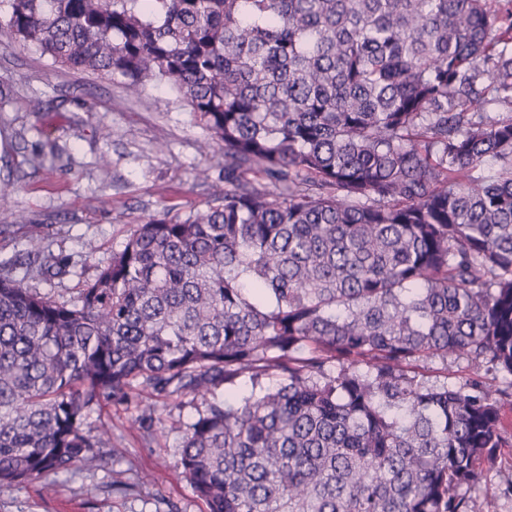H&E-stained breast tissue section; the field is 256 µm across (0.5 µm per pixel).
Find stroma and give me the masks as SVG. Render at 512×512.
Instances as JSON below:
<instances>
[{"instance_id": "stroma-1", "label": "stroma", "mask_w": 512, "mask_h": 512, "mask_svg": "<svg viewBox=\"0 0 512 512\" xmlns=\"http://www.w3.org/2000/svg\"><path fill=\"white\" fill-rule=\"evenodd\" d=\"M33 100L40 111L30 110ZM209 138L167 84L129 95L106 76L53 65L0 27V181L16 186L0 206V257L26 256L27 229L41 225L44 254L72 264L51 288L63 297L76 294L143 217L166 210L185 215L223 186L224 158L205 149ZM203 407L193 394L171 396L153 425L141 405L93 406L86 430L112 425L105 467L57 476L51 496L36 480L0 489V512H207L178 454L186 423ZM480 493L487 512H512V447L503 449Z\"/></svg>"}]
</instances>
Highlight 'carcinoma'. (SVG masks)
<instances>
[{
    "label": "carcinoma",
    "mask_w": 512,
    "mask_h": 512,
    "mask_svg": "<svg viewBox=\"0 0 512 512\" xmlns=\"http://www.w3.org/2000/svg\"><path fill=\"white\" fill-rule=\"evenodd\" d=\"M0 5L55 64L170 84L224 148V188L77 296L30 284L64 257L0 261V488L100 467L102 401L247 380L187 424L208 512H483L512 446V0Z\"/></svg>",
    "instance_id": "cac0c4a2"
}]
</instances>
